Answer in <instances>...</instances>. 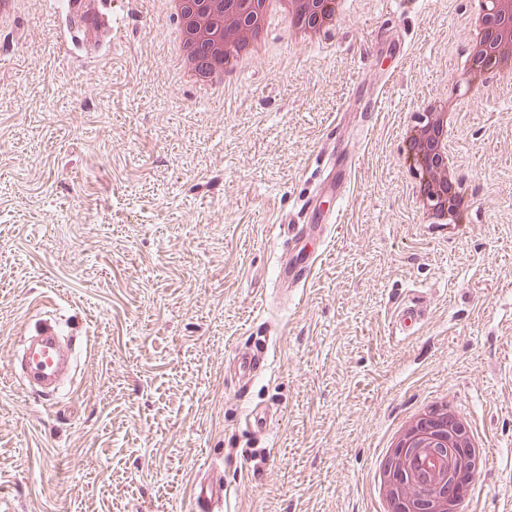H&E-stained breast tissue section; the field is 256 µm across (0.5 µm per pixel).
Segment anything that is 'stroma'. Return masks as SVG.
Returning <instances> with one entry per match:
<instances>
[{"label":"stroma","instance_id":"obj_1","mask_svg":"<svg viewBox=\"0 0 512 512\" xmlns=\"http://www.w3.org/2000/svg\"><path fill=\"white\" fill-rule=\"evenodd\" d=\"M478 0H347L312 44L270 52L223 99L166 63L175 20L130 0L117 39L68 48L54 0L0 26V512H193L189 486H228L225 512H380L374 475L395 427L443 398L492 450L461 512H512V90L456 69ZM381 27L387 47L364 49ZM369 122L333 126L363 75ZM461 98L451 142L464 224L412 200L398 115ZM334 133L359 159L308 284L284 291L278 220L296 218ZM412 294L418 334L391 306ZM91 348L52 406L14 354L43 316ZM267 339L240 389L236 351ZM272 407L267 433L248 408Z\"/></svg>","mask_w":512,"mask_h":512}]
</instances>
